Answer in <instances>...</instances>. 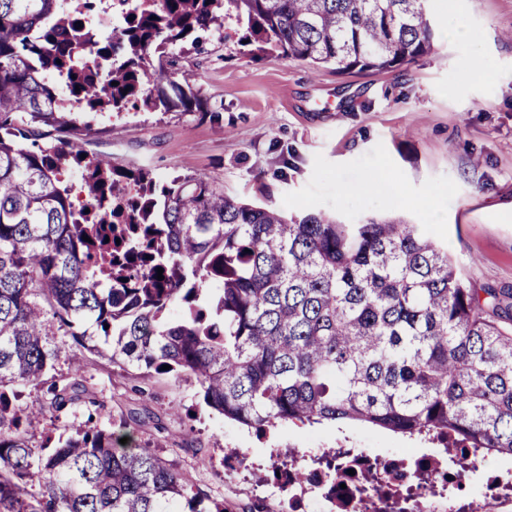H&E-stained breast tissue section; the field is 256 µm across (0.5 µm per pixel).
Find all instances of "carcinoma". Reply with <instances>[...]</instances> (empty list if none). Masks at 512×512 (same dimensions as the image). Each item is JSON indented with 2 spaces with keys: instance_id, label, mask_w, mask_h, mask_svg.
<instances>
[{
  "instance_id": "carcinoma-1",
  "label": "carcinoma",
  "mask_w": 512,
  "mask_h": 512,
  "mask_svg": "<svg viewBox=\"0 0 512 512\" xmlns=\"http://www.w3.org/2000/svg\"><path fill=\"white\" fill-rule=\"evenodd\" d=\"M101 2L0 0V512H203L129 433L30 443L33 420L88 397L90 354L191 375L258 432L358 421L512 458V288L466 283L419 224L290 216L85 148L90 114L219 119L178 63L231 14L280 57L383 74L432 52L428 0H120L123 25L97 38ZM56 330L75 343L61 379Z\"/></svg>"
}]
</instances>
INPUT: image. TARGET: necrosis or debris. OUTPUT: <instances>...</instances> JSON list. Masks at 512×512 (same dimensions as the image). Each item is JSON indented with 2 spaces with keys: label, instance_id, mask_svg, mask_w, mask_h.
<instances>
[{
  "label": "necrosis or debris",
  "instance_id": "4bbe7bcc",
  "mask_svg": "<svg viewBox=\"0 0 512 512\" xmlns=\"http://www.w3.org/2000/svg\"><path fill=\"white\" fill-rule=\"evenodd\" d=\"M385 472L388 480L378 489V507H369L356 491L366 474ZM289 480L305 477L313 493L307 512H323L332 503L336 512H388L383 503L394 498L396 512H431L434 501L448 503V512H469L470 495L465 490V475L446 464L438 453H423L412 459L383 457L366 448H347L337 464L335 475H328L318 456L289 462ZM484 512H512V470L501 468L484 473L478 489Z\"/></svg>",
  "mask_w": 512,
  "mask_h": 512
}]
</instances>
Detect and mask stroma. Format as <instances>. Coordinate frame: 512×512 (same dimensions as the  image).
<instances>
[{"mask_svg":"<svg viewBox=\"0 0 512 512\" xmlns=\"http://www.w3.org/2000/svg\"><path fill=\"white\" fill-rule=\"evenodd\" d=\"M431 54L388 74H336L247 41L228 18L222 35L180 59V80L200 89L223 119L190 112L132 110L94 118L90 151L159 179L208 180L234 199L290 214L315 212L345 224L401 218L441 242L466 281L512 286V0H430ZM478 32L476 42L446 37L449 18ZM482 65L472 69L470 57ZM391 184L395 194L347 197L343 187ZM94 403L78 402L29 429L33 444L93 422L133 431L207 493V512H300L273 483L276 454L347 442L378 454L415 455L429 445L358 423L258 432L202 402L195 378H139L98 361L85 373ZM244 454L249 469L228 471Z\"/></svg>","mask_w":512,"mask_h":512,"instance_id":"stroma-1","label":"stroma"}]
</instances>
